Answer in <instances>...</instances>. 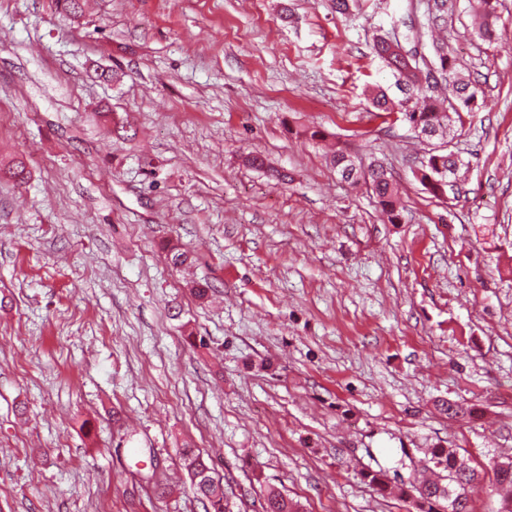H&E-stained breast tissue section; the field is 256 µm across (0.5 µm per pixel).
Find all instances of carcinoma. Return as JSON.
<instances>
[{
    "label": "carcinoma",
    "mask_w": 512,
    "mask_h": 512,
    "mask_svg": "<svg viewBox=\"0 0 512 512\" xmlns=\"http://www.w3.org/2000/svg\"><path fill=\"white\" fill-rule=\"evenodd\" d=\"M500 0H477V35L483 41L496 40ZM448 0H433L425 15L418 38L433 35L447 26ZM393 39L378 35L372 49L379 60L390 69L401 97H392L378 87L370 92L372 107L378 116L401 115L410 128L419 129L428 140H443L451 136L452 123L462 121V113L470 110L477 99L478 85L463 78L456 60L448 54V43L431 41L430 55L408 50L402 55L391 50ZM331 163L341 180L358 185L365 183L375 193L381 211L392 224L400 221V201L393 175L381 165L364 171L354 157L336 149ZM463 160L454 152L437 151L421 163L417 177L434 197L442 198L454 186ZM182 466L190 478L194 497L205 512H233V491L224 487L215 476L214 468L193 448L182 450ZM467 457L455 448H429L422 470L409 484L392 485L382 471L361 472L364 482L383 495H395L408 500L415 512H469L467 489L482 478V472L472 465H463ZM499 496L497 512H512V468L494 474ZM262 512H301L297 502L274 487H267Z\"/></svg>",
    "instance_id": "carcinoma-1"
}]
</instances>
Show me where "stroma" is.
I'll use <instances>...</instances> for the list:
<instances>
[{"label":"stroma","instance_id":"obj_1","mask_svg":"<svg viewBox=\"0 0 512 512\" xmlns=\"http://www.w3.org/2000/svg\"><path fill=\"white\" fill-rule=\"evenodd\" d=\"M426 3L87 0L73 16L0 0V165L29 172L0 179V512H204L187 442L242 512L266 485L305 512H407L360 473L409 483L437 447L483 471L471 512H495L492 465L512 457V0L491 44L469 0L448 14V53L482 93L451 143L468 179L441 199L416 178L432 145L365 95L394 83L373 36L412 47ZM333 146L393 172L400 223L341 180Z\"/></svg>","mask_w":512,"mask_h":512}]
</instances>
